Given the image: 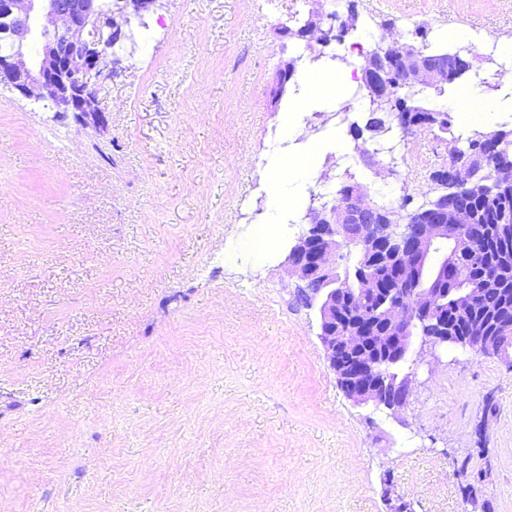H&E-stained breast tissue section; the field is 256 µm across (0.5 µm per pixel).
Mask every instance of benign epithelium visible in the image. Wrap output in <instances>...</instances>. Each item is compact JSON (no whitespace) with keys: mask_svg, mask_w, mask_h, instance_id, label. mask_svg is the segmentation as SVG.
I'll return each mask as SVG.
<instances>
[{"mask_svg":"<svg viewBox=\"0 0 512 512\" xmlns=\"http://www.w3.org/2000/svg\"><path fill=\"white\" fill-rule=\"evenodd\" d=\"M97 0H0V40L9 43L11 53L0 57V86L21 97L40 102L53 101L59 112H71L83 124L97 127L105 125V110L95 104L94 80L103 75L107 67L108 49L112 42L125 37L124 27L131 19L142 20L156 6L157 0H121L116 9L102 10ZM38 22L48 35L41 55L34 62L28 46L33 34L32 22ZM372 70L362 71L363 81L375 100H390L389 67H394L397 81L404 86H444L459 58L444 55L437 61L428 60L422 50L405 49L395 55L378 49L374 53ZM463 171L457 154L449 151L448 165L434 177L441 189L437 201L423 215L414 213L401 224L387 221V214L370 201L362 188H351L333 204L322 203L307 214L308 224L297 238L287 256L288 273L309 288V308L317 309L321 333L319 339L325 349L331 368H336L337 352H359L370 342V336L356 331L348 336L336 335V294L344 288L353 292L349 304L362 306L366 285L349 268L336 262L340 239L347 235L345 226L356 224L359 234L350 242L359 246L374 259L395 256L403 279H412L417 287L409 298L392 291L396 299L386 311L387 335L376 337V342L394 343L419 341L420 350L434 355L448 345H470L473 337L448 333V328L427 336H414V332L430 320L432 309L438 302L437 289L422 281L421 273L428 266L448 269L456 264L464 245L472 244L482 228L468 223V208L462 204L460 189ZM465 224L470 237L451 243L448 225ZM448 249L437 250L442 243ZM478 352L494 355L509 362L512 345L501 336L486 334L479 337ZM352 374L359 380L351 401L356 405L383 403L390 417L401 420L409 405L414 375L403 377L404 397L389 403L382 374L375 362H357Z\"/></svg>","mask_w":512,"mask_h":512,"instance_id":"1","label":"benign epithelium"}]
</instances>
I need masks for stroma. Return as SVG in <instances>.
Instances as JSON below:
<instances>
[{"label":"stroma","instance_id":"35a3bbf8","mask_svg":"<svg viewBox=\"0 0 512 512\" xmlns=\"http://www.w3.org/2000/svg\"><path fill=\"white\" fill-rule=\"evenodd\" d=\"M336 0H159L115 45L96 95L106 126L0 88V512H387L381 477L417 512H512V369L448 348L415 359L402 421L340 389L286 255L319 192L346 172L369 199L434 198L430 176L377 174L336 103L299 115L318 150L291 223L260 252L275 206L268 133L298 98L276 73L334 54L352 68L386 40L472 32L460 87L500 72L481 46L512 40V0H360L342 43L285 38L294 11ZM497 410L487 413V400ZM486 421L485 456H472ZM488 475L463 500L453 459Z\"/></svg>","mask_w":512,"mask_h":512}]
</instances>
